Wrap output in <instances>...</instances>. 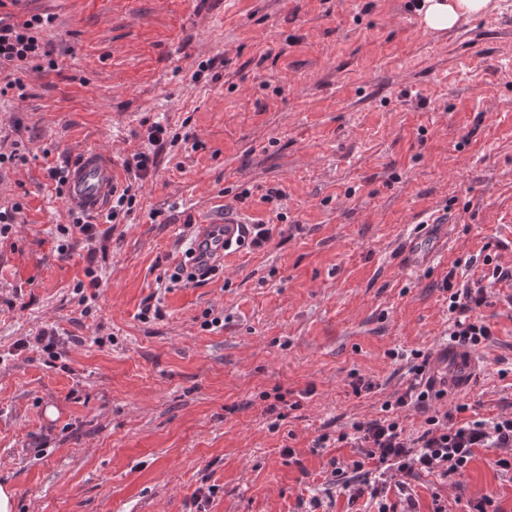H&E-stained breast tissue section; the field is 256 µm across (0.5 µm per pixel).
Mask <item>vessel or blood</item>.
<instances>
[{
	"label": "vessel or blood",
	"mask_w": 512,
	"mask_h": 512,
	"mask_svg": "<svg viewBox=\"0 0 512 512\" xmlns=\"http://www.w3.org/2000/svg\"><path fill=\"white\" fill-rule=\"evenodd\" d=\"M117 184V169L107 154L99 149L84 151L70 171L67 198L69 203L96 209L110 196ZM244 238V226L236 219L194 225L191 267L223 265L227 251ZM476 359L456 343H444L436 352L432 374L436 380L456 390L468 386L475 374Z\"/></svg>",
	"instance_id": "b4317fda"
}]
</instances>
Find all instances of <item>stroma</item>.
I'll return each mask as SVG.
<instances>
[{
	"label": "stroma",
	"instance_id": "obj_1",
	"mask_svg": "<svg viewBox=\"0 0 512 512\" xmlns=\"http://www.w3.org/2000/svg\"><path fill=\"white\" fill-rule=\"evenodd\" d=\"M414 0H18L53 15L58 66L0 99V484L15 512H376L328 486L355 449L317 437L404 393L405 353L448 328L446 277L482 253L512 266V7L443 33ZM194 132L165 146L130 216L73 234L51 167L86 149L116 165L145 121ZM276 187L283 196L261 199ZM158 218H151V211ZM284 221H277V214ZM273 222L221 275L166 288L187 225ZM100 285L76 291L86 268ZM512 285L482 313L494 333L462 395L512 414ZM163 318L142 321L150 299ZM43 330L56 354L23 349ZM371 391L354 394L352 374ZM286 419L269 410L276 395ZM293 449L285 457L283 449ZM477 450L460 477L394 475L387 499L461 512L512 473ZM408 494H401V487Z\"/></svg>",
	"mask_w": 512,
	"mask_h": 512
}]
</instances>
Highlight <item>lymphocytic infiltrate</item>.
Returning <instances> with one entry per match:
<instances>
[{"label":"lymphocytic infiltrate","instance_id":"f902f5d3","mask_svg":"<svg viewBox=\"0 0 512 512\" xmlns=\"http://www.w3.org/2000/svg\"><path fill=\"white\" fill-rule=\"evenodd\" d=\"M53 22L44 14L28 15L16 22L0 16V69L20 71L30 67L55 69L54 50L39 38V33ZM166 126L152 123L148 128L150 150L139 151L127 159L125 170L128 182L114 191L106 212V220L117 223L130 215L136 200V182L156 168L153 145L163 143ZM486 270L476 282L455 287L452 279H445L443 287L448 293V338L454 342L479 349L490 340L492 329L481 310L488 306L494 288L512 282V267L494 263L491 256L482 259ZM409 371L413 380L407 391L395 400L385 401L378 418L356 422L350 431L339 432L336 440L356 447L358 457L349 467L333 471L339 477L342 490L352 486L348 473L360 477L366 491L375 499L377 512H390L384 496L390 472L408 476L421 472L439 477L459 476L466 472L478 449L495 452L493 464L500 471L512 472V415L493 420L468 416V403L457 402L453 409H434L433 401L447 397L446 389L435 388L427 381L429 357L422 351L412 353ZM424 413V429L415 437L407 436L402 414L408 409Z\"/></svg>","mask_w":512,"mask_h":512}]
</instances>
